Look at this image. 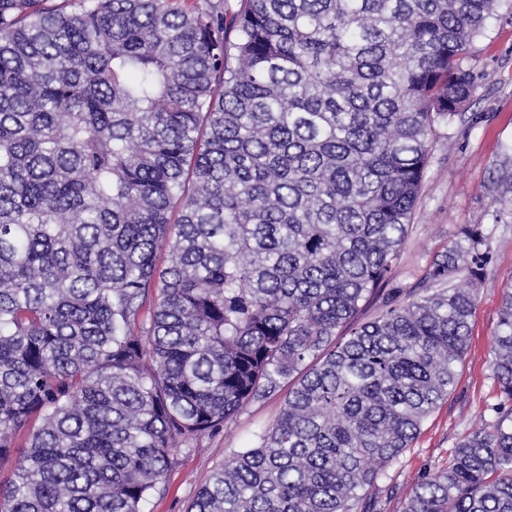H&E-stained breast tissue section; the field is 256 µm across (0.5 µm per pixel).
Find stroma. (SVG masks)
Here are the masks:
<instances>
[{"label":"stroma","instance_id":"1","mask_svg":"<svg viewBox=\"0 0 512 512\" xmlns=\"http://www.w3.org/2000/svg\"><path fill=\"white\" fill-rule=\"evenodd\" d=\"M474 76L463 119L439 126L408 235L393 267L391 284L409 291L422 279L433 255L465 224L483 225L492 262L471 321L468 351L457 386L424 421L417 439L367 491L375 512H402L415 480L447 466L456 443L503 405L489 360L501 293L512 285V209L492 204L488 187L505 157L512 156V9L501 10L466 61ZM283 395L248 405L233 421L183 455L167 475L164 491L145 512H186L196 492L233 453L248 447L271 425Z\"/></svg>","mask_w":512,"mask_h":512}]
</instances>
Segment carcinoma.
<instances>
[{"label": "carcinoma", "mask_w": 512, "mask_h": 512, "mask_svg": "<svg viewBox=\"0 0 512 512\" xmlns=\"http://www.w3.org/2000/svg\"><path fill=\"white\" fill-rule=\"evenodd\" d=\"M503 2L0 0V512H144L286 382L187 512H361L469 346L482 225L385 287ZM490 368L512 403L511 288ZM403 512H512V406ZM288 385L269 399L248 405L233 421L203 438L167 475L164 491L145 506V512H186L196 492L208 481L224 458L247 448L256 432L277 418Z\"/></svg>", "instance_id": "obj_1"}]
</instances>
